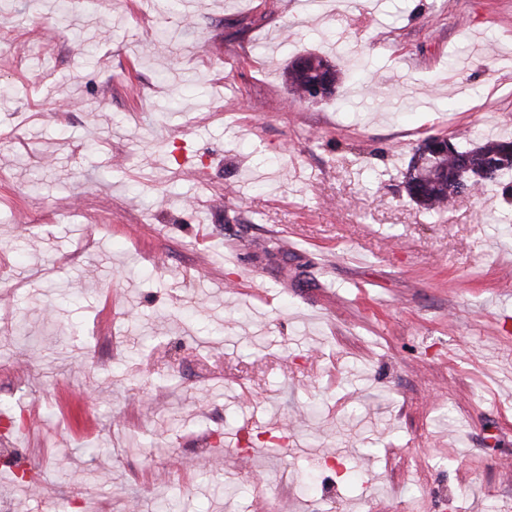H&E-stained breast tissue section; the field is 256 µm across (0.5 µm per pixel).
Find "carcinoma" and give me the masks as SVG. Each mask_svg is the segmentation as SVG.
<instances>
[{"label": "carcinoma", "mask_w": 512, "mask_h": 512, "mask_svg": "<svg viewBox=\"0 0 512 512\" xmlns=\"http://www.w3.org/2000/svg\"><path fill=\"white\" fill-rule=\"evenodd\" d=\"M345 77L346 70L316 53L301 55L285 67L288 91L297 100L306 99L307 89L317 85L328 98ZM507 171H512V141L485 138L462 147L443 134H430L414 149L403 184L418 208L438 214L455 197L496 183Z\"/></svg>", "instance_id": "carcinoma-1"}]
</instances>
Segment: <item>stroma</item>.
Masks as SVG:
<instances>
[{"label": "stroma", "mask_w": 512, "mask_h": 512, "mask_svg": "<svg viewBox=\"0 0 512 512\" xmlns=\"http://www.w3.org/2000/svg\"><path fill=\"white\" fill-rule=\"evenodd\" d=\"M0 32V448L40 477L0 512H512V172L438 215L402 184L427 135L512 138V0H0ZM308 52L364 78L295 101Z\"/></svg>", "instance_id": "35a3bbf8"}]
</instances>
